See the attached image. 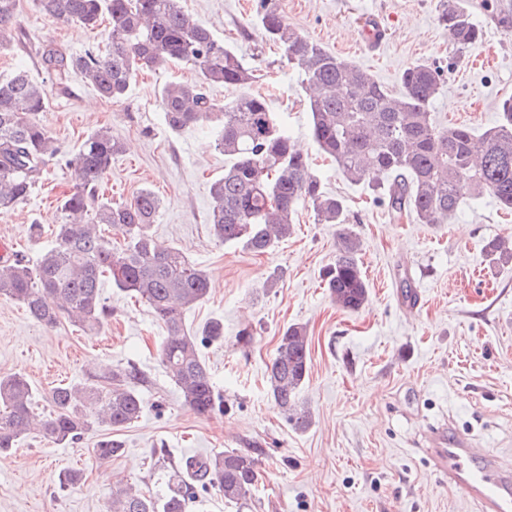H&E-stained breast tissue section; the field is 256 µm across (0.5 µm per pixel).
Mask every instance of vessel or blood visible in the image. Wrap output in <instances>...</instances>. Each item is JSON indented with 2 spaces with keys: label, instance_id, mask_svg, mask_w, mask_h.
Masks as SVG:
<instances>
[{
  "label": "vessel or blood",
  "instance_id": "vessel-or-blood-1",
  "mask_svg": "<svg viewBox=\"0 0 512 512\" xmlns=\"http://www.w3.org/2000/svg\"><path fill=\"white\" fill-rule=\"evenodd\" d=\"M437 460L449 483L477 500L482 512H512V475L496 467L486 449L459 433L439 432Z\"/></svg>",
  "mask_w": 512,
  "mask_h": 512
}]
</instances>
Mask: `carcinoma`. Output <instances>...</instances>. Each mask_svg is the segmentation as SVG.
Returning a JSON list of instances; mask_svg holds the SVG:
<instances>
[{"mask_svg": "<svg viewBox=\"0 0 512 512\" xmlns=\"http://www.w3.org/2000/svg\"><path fill=\"white\" fill-rule=\"evenodd\" d=\"M19 0H0V52L32 43L18 19ZM39 12L64 23L95 24L108 16L104 48L77 55L51 41L36 48L38 61L58 85L80 75L108 101L123 99L144 70L186 64L192 82H170L158 93L168 128L181 132L205 124L212 143L224 153V174L210 184L209 224L221 243L239 244L263 254L292 233L296 206H312L318 223L339 227L336 260L323 273L336 307L356 312L369 301V286L359 261L360 240L346 225L344 201L323 190L309 158L295 145L279 113L267 99L243 90L253 67L214 33L186 14L180 0H35ZM260 26L281 56L303 75L310 135L337 171L354 184L382 190L377 201L400 220L445 224L467 195H488L512 210V98L501 106L496 125L476 135L463 126L440 129L430 102L443 82L440 70L416 63L404 70L403 90L394 93L372 75L310 40L288 23L268 0H261ZM439 22L459 48L477 44L481 31L469 11L452 0ZM224 86L230 98L218 102L208 89ZM49 100L42 85L18 71L0 81V213L26 201L57 150L40 120ZM108 129L86 136L68 161L77 189L64 196V220L55 244L31 266L22 261L0 267V297L25 307L42 326L61 319L97 333L112 315L102 286L110 281L150 307L166 332L159 359L184 404L207 416L223 406L199 347L224 341V323L207 322L200 331L185 328L184 311L206 301L209 279L185 253L157 241L150 232L160 199L142 189L127 201L114 202L98 186L121 152ZM386 174L383 186L374 177ZM112 229L116 244L105 236ZM487 256L494 266L512 264V240L495 239ZM311 366L306 327L282 331L276 354L267 365L268 392L288 424L298 431L312 422L299 393ZM146 375L135 365L121 367L88 384H61L49 393L53 412L40 416L33 407L28 380L0 377V451L37 431L56 445L77 442L93 428L119 430L142 412L139 388ZM194 479L166 494H144L131 487L113 492L106 512H186L195 483L216 488L224 506L251 509L260 478L257 457L235 449L185 461Z\"/></svg>", "mask_w": 512, "mask_h": 512, "instance_id": "cac0c4a2", "label": "carcinoma"}]
</instances>
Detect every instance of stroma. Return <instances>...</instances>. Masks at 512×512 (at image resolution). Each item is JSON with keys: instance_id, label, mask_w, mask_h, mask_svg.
Here are the masks:
<instances>
[{"instance_id": "stroma-1", "label": "stroma", "mask_w": 512, "mask_h": 512, "mask_svg": "<svg viewBox=\"0 0 512 512\" xmlns=\"http://www.w3.org/2000/svg\"><path fill=\"white\" fill-rule=\"evenodd\" d=\"M275 2L302 34L391 90H400L413 64L441 69L444 83L429 107L440 127L483 133L497 123L501 101L512 98V0H457L482 31L463 50L438 22L442 0ZM257 3L180 5L256 68L249 92L268 97L324 191L343 197L347 222L362 241L369 304L348 312L331 301L322 271L336 258V227L318 223L310 206L299 205L292 234L261 255L212 236L209 188L224 172V156L212 148L209 127L168 130L157 102L166 83L194 81L192 69L142 73L123 100L112 102L78 75L59 87L31 51L0 52V79L23 70L44 85L43 122L57 148L30 199L0 214V238L12 239L23 260L36 263L61 222L60 199L76 186L67 159L93 129L110 127L125 150L105 176L106 197L128 200L143 188L158 196L153 235L183 249L217 284L207 301L185 312L188 330L213 318L224 322L223 343L202 350L224 410L200 417L159 362L165 331L143 301L105 286L112 315L90 335L67 321L45 329L22 305L0 298V376L24 375L39 412H50L51 388L88 382L105 368L133 364L148 377L136 422L89 430L64 447L33 434L0 454V512H105L116 488L166 491L185 458L231 448L261 464L254 512H481L436 467L433 433L443 427L468 435L512 469V265L492 266L485 252L491 240L512 237V213L485 195L464 198L445 224L395 221L371 188L350 183L319 153L302 76L265 39ZM19 10L32 34L77 54L105 38L104 17L90 28L45 17L34 0H20ZM365 16L387 30L380 49L364 42ZM34 223L41 227L36 240L29 236ZM293 323L305 325L312 340L301 389L312 423L303 431L284 420L265 382L281 332ZM247 326L253 342L244 347L237 336ZM106 437L121 448L102 463L94 448ZM75 470L83 481L61 489L62 476Z\"/></svg>"}]
</instances>
